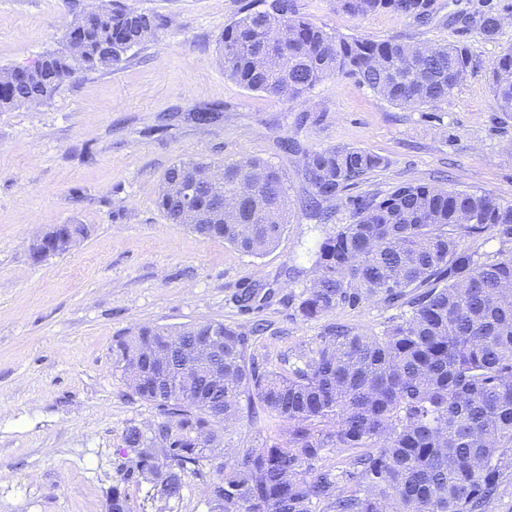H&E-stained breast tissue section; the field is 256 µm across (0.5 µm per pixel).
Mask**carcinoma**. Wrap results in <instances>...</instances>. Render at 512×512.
<instances>
[{
  "label": "carcinoma",
  "instance_id": "cac0c4a2",
  "mask_svg": "<svg viewBox=\"0 0 512 512\" xmlns=\"http://www.w3.org/2000/svg\"><path fill=\"white\" fill-rule=\"evenodd\" d=\"M224 29V76L269 97L296 99L325 78L348 73L388 102L422 108L444 101L476 67L471 51L456 44L343 37L298 14L295 0H260ZM343 12L363 17L391 11L416 22L433 15V0H337ZM25 77L0 93V111L50 98L77 69L109 67L133 46L153 37L160 19L122 6L89 10ZM481 34L500 33L497 15L477 20ZM288 42L263 58L255 48L277 27ZM492 93L512 112V49L489 69ZM383 159L355 148L304 153L309 207L321 223L334 212L327 201L347 200L351 222L338 224L319 243L315 275L296 296L306 320L340 307L376 300L399 314L379 331L336 324L295 357L288 374L269 371L248 354L247 333L219 321L144 326L112 348L115 361L143 347L168 348L173 361L202 336L224 338V385L189 375L177 396L164 392L157 374L142 378L136 395L160 418L144 430L127 427L124 447L134 459L112 486V512H132L130 488L156 483L179 500L186 479L209 462L200 435L263 411L282 437L242 448L206 483L208 512H313L329 500L330 512H485L498 494L502 470L512 465V254L482 253L476 243L512 245V204L486 192L453 190L439 182H405L384 197H343ZM257 169L269 180L246 205L239 184ZM204 194L224 199L232 220L197 234L222 239L261 256L282 237L285 176L251 156L207 169ZM158 207L176 222L179 203L162 188ZM472 215L458 223L459 213ZM475 246L464 244L465 240ZM328 448H362L349 468L318 467Z\"/></svg>",
  "mask_w": 512,
  "mask_h": 512
}]
</instances>
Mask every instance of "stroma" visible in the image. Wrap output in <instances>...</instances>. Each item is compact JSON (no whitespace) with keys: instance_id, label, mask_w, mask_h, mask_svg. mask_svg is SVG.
Segmentation results:
<instances>
[{"instance_id":"stroma-1","label":"stroma","mask_w":512,"mask_h":512,"mask_svg":"<svg viewBox=\"0 0 512 512\" xmlns=\"http://www.w3.org/2000/svg\"><path fill=\"white\" fill-rule=\"evenodd\" d=\"M104 0H0V69L34 65L61 46L66 26ZM155 13L162 27L107 68L76 70L38 105L0 112V512H107L110 491L133 458L131 425L158 418L133 394L112 354L140 326L220 321L267 332L250 351L287 372L325 322L380 329L390 309L370 301L323 321L302 319L284 296L312 277L314 252L330 226L305 202L303 153L352 147L384 163L349 189L379 197L404 182L446 179L512 203V115L500 111L488 67L512 48V0H433L426 25L392 13L353 17L336 0H295L299 13L345 37L399 38L469 48L478 62L447 100L404 109L338 73L301 100L273 98L227 79L219 62L224 29L259 0H117ZM505 19L488 40L463 17ZM200 111L217 113L196 123ZM293 142L297 151L285 150ZM255 156L286 176L289 222L277 246L247 256L171 223L157 206L175 161L212 164ZM84 224L69 252L34 261V232ZM278 300L245 311L241 285ZM204 477L182 499L141 482L133 512H208Z\"/></svg>"}]
</instances>
